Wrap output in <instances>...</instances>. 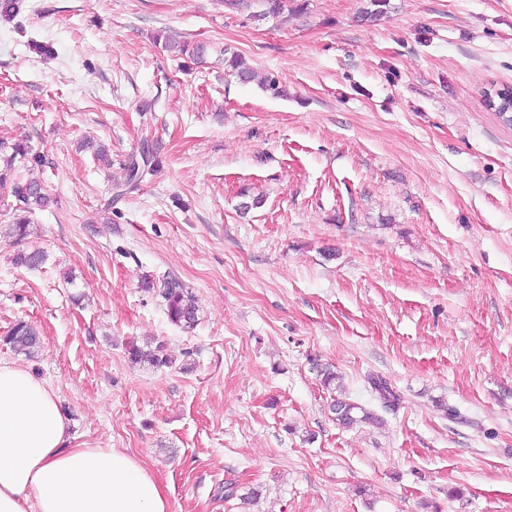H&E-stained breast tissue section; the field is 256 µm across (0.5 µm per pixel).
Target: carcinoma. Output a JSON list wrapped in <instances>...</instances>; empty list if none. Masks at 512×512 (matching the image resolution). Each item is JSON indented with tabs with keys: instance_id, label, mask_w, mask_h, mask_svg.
<instances>
[{
	"instance_id": "carcinoma-1",
	"label": "carcinoma",
	"mask_w": 512,
	"mask_h": 512,
	"mask_svg": "<svg viewBox=\"0 0 512 512\" xmlns=\"http://www.w3.org/2000/svg\"><path fill=\"white\" fill-rule=\"evenodd\" d=\"M232 74L242 82L259 80V84L265 91L275 97H283L286 90L280 85L277 78L265 75L257 78L256 70L249 65L238 53H232L224 59ZM26 163L34 166L43 164V156L32 152L28 146H17L14 152L3 160L0 165V191L9 192L19 202V215L10 224L0 225V235L19 243L28 236L29 221L25 214L34 209H42L51 203V198L44 192L41 184L32 180H23L14 174L16 163ZM159 165L158 148L145 146L139 152V156L129 158L125 166L124 181L115 184L116 196L120 197L138 188L146 175H151ZM46 261V253L40 249L20 250L15 253L13 262L17 266L35 269ZM142 287L148 292L160 298L169 321L184 329L194 328L198 321V309L189 288L177 277L165 273L157 279H149L143 282ZM4 344L12 351L24 354L28 357L39 348L41 338L37 329L30 323L19 321L15 323L3 337ZM129 359L134 363L147 364L160 368L172 364L165 353V347L158 344L155 347H140L131 344L128 349ZM313 367L320 377L322 385L330 390L338 392L332 399L331 410L336 422L343 427H351L358 422H379V418L363 407L347 400L341 395L342 385L336 371L329 364H323L319 360H313Z\"/></svg>"
}]
</instances>
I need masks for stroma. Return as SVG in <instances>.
<instances>
[{"label":"stroma","mask_w":512,"mask_h":512,"mask_svg":"<svg viewBox=\"0 0 512 512\" xmlns=\"http://www.w3.org/2000/svg\"><path fill=\"white\" fill-rule=\"evenodd\" d=\"M20 2L0 152L40 153L17 174L52 202L0 241V336L41 335L0 359L47 382L74 446L134 456L173 512H512V129L483 98L512 86V0H390L376 21L306 0L284 23L254 20L260 0ZM228 49L285 96L229 75ZM146 144L156 172L115 197ZM166 272L194 329L141 287ZM133 339L172 365L131 363ZM316 359L381 425L337 424ZM4 344L12 351L31 357L39 348L41 338L37 329L30 323L19 321L15 323L3 337Z\"/></svg>","instance_id":"obj_1"}]
</instances>
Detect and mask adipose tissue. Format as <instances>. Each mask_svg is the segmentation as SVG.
Returning a JSON list of instances; mask_svg holds the SVG:
<instances>
[{
    "mask_svg": "<svg viewBox=\"0 0 512 512\" xmlns=\"http://www.w3.org/2000/svg\"><path fill=\"white\" fill-rule=\"evenodd\" d=\"M47 383L0 360V512H171L165 487L117 448H75Z\"/></svg>",
    "mask_w": 512,
    "mask_h": 512,
    "instance_id": "ef3b65f1",
    "label": "adipose tissue"
}]
</instances>
